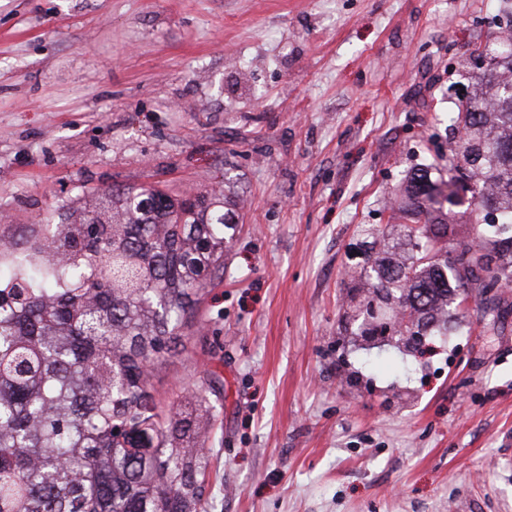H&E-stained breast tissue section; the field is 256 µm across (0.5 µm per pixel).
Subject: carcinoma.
<instances>
[{"label": "carcinoma", "instance_id": "carcinoma-1", "mask_svg": "<svg viewBox=\"0 0 512 512\" xmlns=\"http://www.w3.org/2000/svg\"><path fill=\"white\" fill-rule=\"evenodd\" d=\"M476 75L448 178L421 168L394 195L398 223L369 243L365 286L400 330L352 315V335L412 349L448 332L459 296L512 283V34ZM471 194L473 208H444ZM236 201L221 191L187 203L158 186L89 193L58 224H0V512H206L213 414L202 394L166 413L150 388L183 345L198 296L224 273ZM478 241L450 244L456 225Z\"/></svg>", "mask_w": 512, "mask_h": 512}]
</instances>
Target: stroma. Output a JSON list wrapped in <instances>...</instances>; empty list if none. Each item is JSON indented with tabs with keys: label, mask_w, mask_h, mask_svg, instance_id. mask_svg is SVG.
Returning <instances> with one entry per match:
<instances>
[{
	"label": "stroma",
	"mask_w": 512,
	"mask_h": 512,
	"mask_svg": "<svg viewBox=\"0 0 512 512\" xmlns=\"http://www.w3.org/2000/svg\"><path fill=\"white\" fill-rule=\"evenodd\" d=\"M512 0H0V224L85 192L238 196L151 379L211 380L207 512H512V288L432 351L344 329L366 227L472 92Z\"/></svg>",
	"instance_id": "stroma-1"
}]
</instances>
